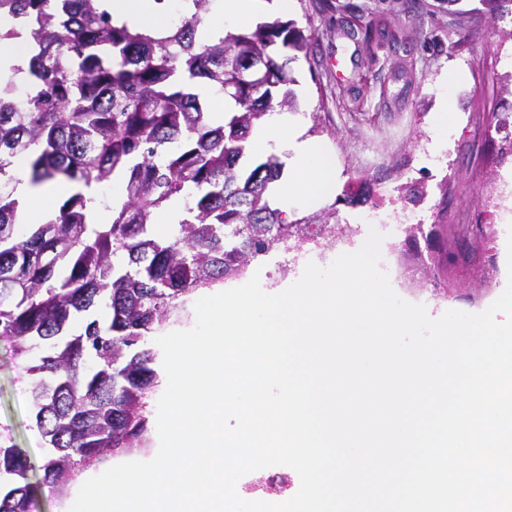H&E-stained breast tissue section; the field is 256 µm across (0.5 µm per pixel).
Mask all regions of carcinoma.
Here are the masks:
<instances>
[{
    "mask_svg": "<svg viewBox=\"0 0 512 512\" xmlns=\"http://www.w3.org/2000/svg\"><path fill=\"white\" fill-rule=\"evenodd\" d=\"M182 22L161 36L112 20L106 0H0V40L31 46L0 81V337L29 370L36 426L55 451L45 479L65 491L85 463L126 452L145 440V399L157 386L150 338L178 321L200 292L247 274L262 254L298 237L305 224L330 221L336 210L288 220L271 200L282 175L275 154L248 168L249 137L274 111L297 110L288 55L307 50L289 22L259 23L199 46L195 28L211 0H190ZM29 90L16 105V85ZM231 101L213 118L201 85ZM28 158L37 188L64 180L72 193L51 219L20 228L13 162ZM119 178L114 206L99 188ZM181 217L170 237L151 226L175 200ZM99 206L106 224L91 220ZM456 252L484 239L483 225L453 226ZM409 282L448 286L426 269ZM103 303L107 321L93 317ZM26 461L0 447V478L15 486L0 512H31L21 483Z\"/></svg>",
    "mask_w": 512,
    "mask_h": 512,
    "instance_id": "carcinoma-1",
    "label": "carcinoma"
}]
</instances>
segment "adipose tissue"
Here are the masks:
<instances>
[{"label":"adipose tissue","mask_w":512,"mask_h":512,"mask_svg":"<svg viewBox=\"0 0 512 512\" xmlns=\"http://www.w3.org/2000/svg\"><path fill=\"white\" fill-rule=\"evenodd\" d=\"M272 6L287 9L288 0H213L200 31L203 37L212 38L227 27L253 22ZM111 9L117 24L132 29L160 34L167 26L166 16L155 0H112ZM249 146L251 152L258 154L272 149L284 154L289 174L288 190L283 197L284 210L297 206L316 207L335 192L337 175L332 152L325 144L304 138L299 121L269 120L253 132ZM68 189V184L61 181L39 189L20 182L17 192L26 203L23 222L41 223L52 211L53 198Z\"/></svg>","instance_id":"1"}]
</instances>
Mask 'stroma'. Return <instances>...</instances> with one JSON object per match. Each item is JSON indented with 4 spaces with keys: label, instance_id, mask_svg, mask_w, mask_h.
<instances>
[{
    "label": "stroma",
    "instance_id": "35a3bbf8",
    "mask_svg": "<svg viewBox=\"0 0 512 512\" xmlns=\"http://www.w3.org/2000/svg\"><path fill=\"white\" fill-rule=\"evenodd\" d=\"M335 17L319 0H293L288 11L269 20L293 22L308 38L305 56L292 61L298 116L307 137L327 144L336 159V192L326 202L339 222L362 218L373 206L397 209L407 223L455 224L478 219L479 193L501 179L491 156L501 146L496 122L512 120V0L489 10L482 0H332ZM448 115V148L434 157L437 116ZM424 189L416 206L404 203L401 184ZM355 195L348 205L346 195ZM501 237L474 248V265L493 263L495 274L484 295L456 283L446 300L406 279L391 285L404 300L424 305L430 317L450 309L479 313L504 291L507 269ZM30 362L0 340V447L28 459L35 487L33 512H61L65 497L43 483L50 450L39 432L31 404L35 382Z\"/></svg>",
    "mask_w": 512,
    "mask_h": 512
}]
</instances>
